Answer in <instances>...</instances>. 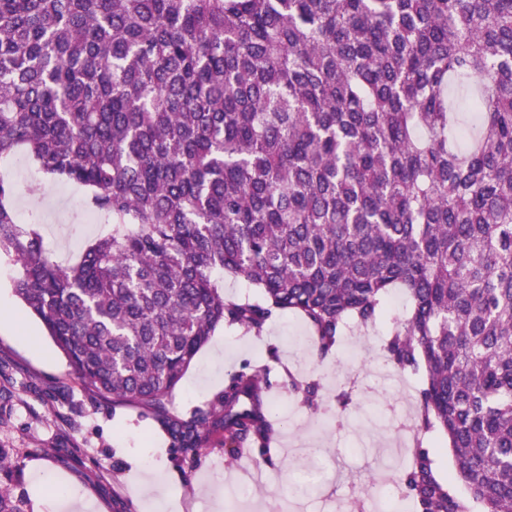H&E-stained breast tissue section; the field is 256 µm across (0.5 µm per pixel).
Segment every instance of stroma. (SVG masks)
I'll list each match as a JSON object with an SVG mask.
<instances>
[{"label":"stroma","mask_w":512,"mask_h":512,"mask_svg":"<svg viewBox=\"0 0 512 512\" xmlns=\"http://www.w3.org/2000/svg\"><path fill=\"white\" fill-rule=\"evenodd\" d=\"M0 175L17 188L14 207L22 222L39 217L45 245L55 260L77 254L97 236L98 224L83 210L86 192L44 177L26 158L0 164ZM13 268L0 260V488L23 499L26 512H61V490L76 491L85 512H347L360 502L362 512H380L365 493L368 477L396 476L388 450L400 434L413 428L419 374L397 380L377 376L373 367L382 344L405 307L395 294L389 311L373 328H352L329 361L317 359L312 333L295 313L283 312L263 336L232 329L216 330L224 350L217 364L199 352L166 405L168 413L189 417L216 401L225 376L242 360H259L276 346L282 366L300 378H317L324 394L338 382L354 381L358 404L343 418L318 416L303 407L288 387L270 398L280 421L279 456L284 466H262L257 457L227 462L220 445H212L195 466H188L169 446L154 413L113 405L72 372L45 336L39 321L22 309L12 289ZM321 451L324 478L296 494L310 449ZM142 463L151 478L141 490L133 476ZM263 476L251 486V502L236 503L233 489L254 470Z\"/></svg>","instance_id":"35a3bbf8"}]
</instances>
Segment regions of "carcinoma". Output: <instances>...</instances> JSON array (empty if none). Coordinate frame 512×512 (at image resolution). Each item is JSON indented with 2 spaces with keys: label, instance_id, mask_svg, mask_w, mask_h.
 Listing matches in <instances>:
<instances>
[{
  "label": "carcinoma",
  "instance_id": "cac0c4a2",
  "mask_svg": "<svg viewBox=\"0 0 512 512\" xmlns=\"http://www.w3.org/2000/svg\"><path fill=\"white\" fill-rule=\"evenodd\" d=\"M17 153L84 187L104 232L61 266L0 176L15 295L175 451L217 436L276 466L266 364L216 407L162 411L217 328L291 311L323 361L399 290L383 358L423 372L415 429L454 456L444 479L417 446L401 497L512 512V0H0V162ZM225 274L262 298L225 297ZM288 386L313 413L354 404Z\"/></svg>",
  "mask_w": 512,
  "mask_h": 512
}]
</instances>
